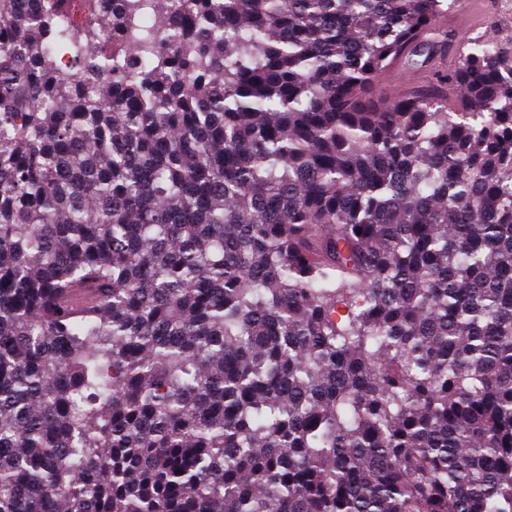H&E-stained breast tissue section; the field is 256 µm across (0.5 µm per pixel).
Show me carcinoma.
I'll return each mask as SVG.
<instances>
[{
	"mask_svg": "<svg viewBox=\"0 0 512 512\" xmlns=\"http://www.w3.org/2000/svg\"><path fill=\"white\" fill-rule=\"evenodd\" d=\"M65 2L0 0V512H512V36ZM413 75L415 77V82L412 84H406L404 82V76L405 75ZM426 73L423 72H412L409 70H404L402 68H393L392 71H390L382 81V83L379 86V94L382 97H386L388 99L392 98L397 93L405 90L409 86L417 83L414 85L409 91L419 89V87H422L426 84L425 79ZM408 91V92H409Z\"/></svg>",
	"mask_w": 512,
	"mask_h": 512,
	"instance_id": "carcinoma-1",
	"label": "carcinoma"
}]
</instances>
